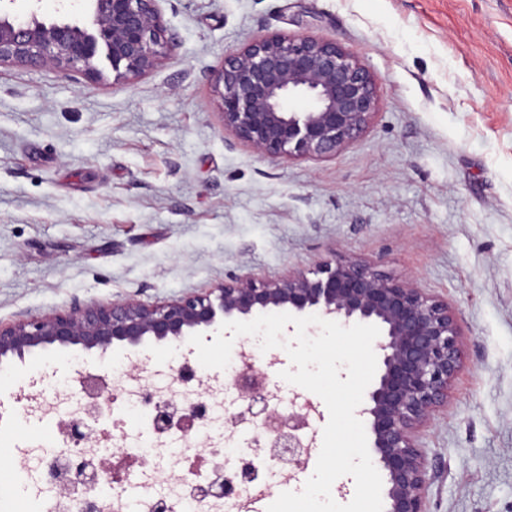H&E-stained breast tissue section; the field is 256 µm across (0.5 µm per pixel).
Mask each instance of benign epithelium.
<instances>
[{
	"label": "benign epithelium",
	"instance_id": "benign-epithelium-1",
	"mask_svg": "<svg viewBox=\"0 0 512 512\" xmlns=\"http://www.w3.org/2000/svg\"><path fill=\"white\" fill-rule=\"evenodd\" d=\"M14 2L0 0V66L52 65L94 80L99 72L93 61L102 53L118 78L130 80L175 49L159 0H83L81 16L52 22L41 16V0H30L23 18L12 13ZM211 84L224 132L269 158L329 159L364 134L379 108L373 74L341 45L312 36H260L225 56ZM281 311L379 328L377 376L359 414L367 422L374 463L384 473V512H429L430 474L420 438L448 404V386L462 363L461 326L448 302L385 277L362 260L322 262L312 278L302 271L262 281L233 276L208 293L156 305L122 300L22 317L0 324V360L10 356L22 362L32 351L51 346L104 354L116 343L137 347L148 338L180 341L221 317L247 320ZM78 384L88 403L64 424L66 449L54 455L57 465H46L47 484L60 489L50 512H61L62 499L79 489L78 512L109 508L93 496L102 460L84 451L108 401L105 384L90 373L80 375ZM234 388L259 421L255 444L268 441L273 458L300 463L310 445L301 443L298 431L307 427L312 404L303 405V414L280 415L270 407L274 395L266 376L252 362L240 369ZM139 402L155 431L175 428L186 444L212 421L208 407L197 400L178 402L144 388ZM196 489L202 501L238 494L237 486L224 480L221 466ZM183 507L182 495L166 494L151 512H182Z\"/></svg>",
	"mask_w": 512,
	"mask_h": 512
}]
</instances>
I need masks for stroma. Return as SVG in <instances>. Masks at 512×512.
<instances>
[{
  "mask_svg": "<svg viewBox=\"0 0 512 512\" xmlns=\"http://www.w3.org/2000/svg\"><path fill=\"white\" fill-rule=\"evenodd\" d=\"M173 54L141 77L98 79L49 65L0 67V323L132 299L206 293L233 275L279 277L343 256L447 301L461 319L463 364L423 435L435 477L430 512H512V0H160ZM333 40L375 77L369 129L335 157L271 159L225 134L210 76L254 38ZM189 342L35 350L0 361V472L28 489L30 512L55 494L41 460L63 448L58 423L29 405L81 373L125 400L136 376L170 386ZM275 403L319 396L280 380L287 352H261ZM130 479L188 493L208 448L248 454L251 426L151 435L115 416ZM268 501L299 492L315 466L260 459Z\"/></svg>",
  "mask_w": 512,
  "mask_h": 512,
  "instance_id": "1",
  "label": "stroma"
}]
</instances>
